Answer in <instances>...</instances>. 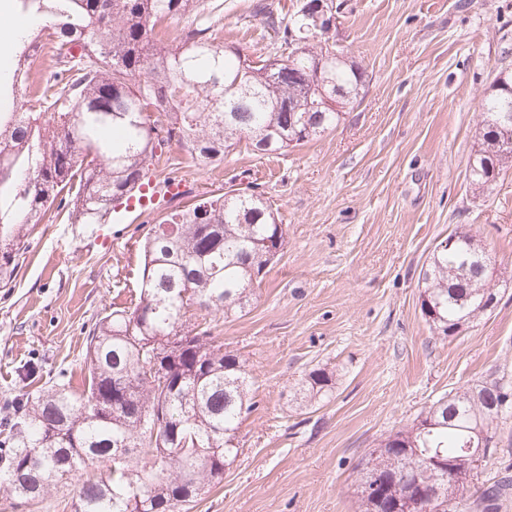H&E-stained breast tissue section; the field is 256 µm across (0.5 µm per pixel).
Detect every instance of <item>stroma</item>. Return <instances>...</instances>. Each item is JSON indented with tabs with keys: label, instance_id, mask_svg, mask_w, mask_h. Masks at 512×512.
I'll use <instances>...</instances> for the list:
<instances>
[{
	"label": "stroma",
	"instance_id": "1",
	"mask_svg": "<svg viewBox=\"0 0 512 512\" xmlns=\"http://www.w3.org/2000/svg\"><path fill=\"white\" fill-rule=\"evenodd\" d=\"M255 2L201 0L197 14L166 25L179 36L203 20L217 46L276 54ZM328 37L368 77L337 127L216 166L174 145L155 164L156 179H181L198 196L257 188L286 226L251 306L217 324L256 406L238 430L237 460L189 512H360L356 466L370 448L448 392L480 381L512 389V168L490 192L468 180L481 102L512 74V0H348ZM161 219L113 225L109 250L77 224L34 229L0 287V396L27 360L50 375L80 372L97 316L138 293L137 242ZM460 225L485 243L498 301L445 339L421 313L419 276ZM316 367L335 373L336 389L306 407L294 392ZM494 426L481 489L512 478V407Z\"/></svg>",
	"mask_w": 512,
	"mask_h": 512
}]
</instances>
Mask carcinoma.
Returning a JSON list of instances; mask_svg holds the SVG:
<instances>
[{
    "mask_svg": "<svg viewBox=\"0 0 512 512\" xmlns=\"http://www.w3.org/2000/svg\"><path fill=\"white\" fill-rule=\"evenodd\" d=\"M199 0H15L38 27L14 44L18 68L0 81L14 110L0 113V285L12 282L33 229L58 218L106 224L112 204L140 195L157 152L172 144L208 165L243 146L286 151L338 125L361 102L365 72L346 58L322 60L306 39L290 61L213 44L211 26H189L177 45L154 35L168 19L197 12ZM267 32L288 44L300 18L255 6ZM322 91L342 105L316 109ZM469 166L470 185L489 190L512 150L497 119L512 115V76L495 81ZM139 246L141 287L134 306L104 311L85 339L81 388L72 377L43 378L19 367L15 391L0 400V498L32 508L55 486L71 488V512H174L222 480L239 454L236 433L255 408L238 353L211 327L217 313L245 311L273 260L266 243L286 230L263 194L200 198L162 220ZM451 248L434 249L420 273L421 311L452 337L487 313L490 257L458 226ZM165 371L157 384L153 368ZM335 373L310 370L295 394L308 404L335 389ZM431 405L419 423L380 440L358 463L364 512H424L436 462L465 470L472 430L495 417L473 390ZM409 469L420 480L394 478ZM512 487L483 491V512ZM467 488L439 487L431 512H463Z\"/></svg>",
    "mask_w": 512,
    "mask_h": 512,
    "instance_id": "carcinoma-1",
    "label": "carcinoma"
}]
</instances>
